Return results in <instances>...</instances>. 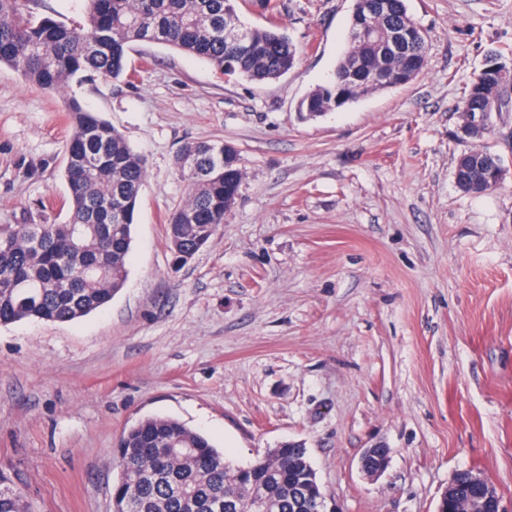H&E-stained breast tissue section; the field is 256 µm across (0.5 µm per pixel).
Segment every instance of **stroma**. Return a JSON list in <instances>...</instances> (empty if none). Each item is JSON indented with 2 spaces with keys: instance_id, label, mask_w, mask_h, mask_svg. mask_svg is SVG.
I'll return each instance as SVG.
<instances>
[{
  "instance_id": "35a3bbf8",
  "label": "stroma",
  "mask_w": 512,
  "mask_h": 512,
  "mask_svg": "<svg viewBox=\"0 0 512 512\" xmlns=\"http://www.w3.org/2000/svg\"><path fill=\"white\" fill-rule=\"evenodd\" d=\"M406 6L428 33L425 70L314 120L297 104L347 50L353 0H279L298 60L276 80L151 43L133 45L126 77L57 90L0 65V224L66 220L70 99L147 162L111 302L0 324V474L32 512H112L111 450L152 415L240 466L303 445L339 512H437L465 469L512 512V111L481 141L500 184L454 182L472 147L457 106L490 51L512 53V0ZM219 140L239 152L237 201L174 267V156ZM368 448L388 451L380 475L360 469Z\"/></svg>"
}]
</instances>
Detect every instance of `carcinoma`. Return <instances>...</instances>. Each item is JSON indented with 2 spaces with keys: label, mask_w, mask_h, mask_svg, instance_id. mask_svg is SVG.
I'll return each instance as SVG.
<instances>
[{
  "label": "carcinoma",
  "mask_w": 512,
  "mask_h": 512,
  "mask_svg": "<svg viewBox=\"0 0 512 512\" xmlns=\"http://www.w3.org/2000/svg\"><path fill=\"white\" fill-rule=\"evenodd\" d=\"M83 18L65 23L36 12L38 0H0V64L43 88H61L86 72L127 70L135 43L159 44L207 60L228 77L278 79L290 72L298 50L275 21L249 26L238 15L244 0H82ZM377 36L355 38L359 24ZM238 29L244 41L227 36ZM400 31L402 51H388ZM349 47L330 79L299 102L315 119L374 92L407 84L427 65V35L408 15L405 0H358L349 22ZM498 68L472 80L458 112L483 111L487 123L460 125L462 137L481 140L492 114L512 107V88L501 72L512 63L494 53ZM71 135L64 177L69 218L64 224H0V324L21 320L70 322L108 304L121 288L132 243V224L146 172L145 159L125 137L78 101L69 103ZM175 166L186 196L167 214L172 259L200 250L234 206L242 170L232 144L186 142ZM504 175L501 159L471 149L456 163L457 187L483 193ZM118 477L112 512H319L322 493L307 449L271 448L246 466L226 463L224 452L183 422L162 416L139 420L120 436L113 454ZM0 512H30L24 490L0 476Z\"/></svg>",
  "instance_id": "obj_1"
}]
</instances>
